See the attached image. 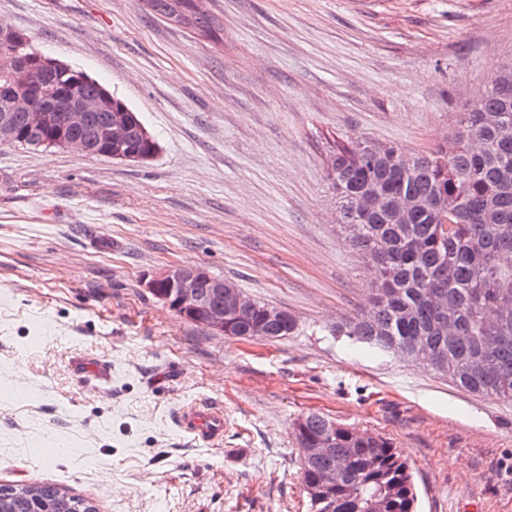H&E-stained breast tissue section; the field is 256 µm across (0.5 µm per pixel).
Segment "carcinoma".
<instances>
[{"instance_id": "cac0c4a2", "label": "carcinoma", "mask_w": 512, "mask_h": 512, "mask_svg": "<svg viewBox=\"0 0 512 512\" xmlns=\"http://www.w3.org/2000/svg\"><path fill=\"white\" fill-rule=\"evenodd\" d=\"M194 0H146L170 23L212 36L214 16L198 13ZM38 51L0 46V109L13 92L10 74L22 56ZM326 177L340 203L349 245L374 261L373 309L332 326L382 352L416 350L414 361L448 377L460 389L512 402V64L495 71L485 90L461 113L448 145L412 157L369 140L336 143ZM381 184L383 197L423 201L405 221L386 207L370 212L361 192ZM267 303L238 316L233 335L259 330L278 341L295 335L300 322L283 311L264 317ZM296 445L330 442L325 454H300L309 512H326L315 492L317 475L341 461L333 512H416L417 494L407 461L394 442L356 430L318 413L300 417ZM14 492L18 512H97L96 506L52 483L0 485Z\"/></svg>"}]
</instances>
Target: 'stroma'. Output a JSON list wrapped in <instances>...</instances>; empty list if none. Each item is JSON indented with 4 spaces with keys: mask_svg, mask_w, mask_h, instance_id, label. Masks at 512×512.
<instances>
[{
    "mask_svg": "<svg viewBox=\"0 0 512 512\" xmlns=\"http://www.w3.org/2000/svg\"><path fill=\"white\" fill-rule=\"evenodd\" d=\"M210 37L144 0H0V21L138 112L144 163L0 145V484L99 512H307L293 421L391 438L419 512H512V403L330 335L369 310L340 227L335 142L448 141L512 61V0H197ZM200 265L294 313L238 340L145 282ZM87 366L110 374H84ZM224 412L203 444L183 406Z\"/></svg>",
    "mask_w": 512,
    "mask_h": 512,
    "instance_id": "stroma-1",
    "label": "stroma"
}]
</instances>
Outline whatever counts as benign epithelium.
<instances>
[{
    "label": "benign epithelium",
    "instance_id": "obj_1",
    "mask_svg": "<svg viewBox=\"0 0 512 512\" xmlns=\"http://www.w3.org/2000/svg\"><path fill=\"white\" fill-rule=\"evenodd\" d=\"M66 66L52 58L39 56L34 61L18 60L11 79L15 85L5 112L0 114V145L14 144L19 133L9 113L24 112L28 127L45 135V143L57 149L85 151L80 133L87 129L94 112L112 110V95L105 89L94 96L78 92L86 77L78 72L63 86H51L47 76L64 71ZM60 100L66 111V132L55 126L56 117L43 101ZM130 113L112 114L110 121L93 130V136L104 148V155L117 160L145 162L153 152L130 147ZM148 290L181 318L198 321L218 335L228 332L230 322L242 309L254 306V301L230 281L211 274L197 265H179L168 269L147 282Z\"/></svg>",
    "mask_w": 512,
    "mask_h": 512
}]
</instances>
